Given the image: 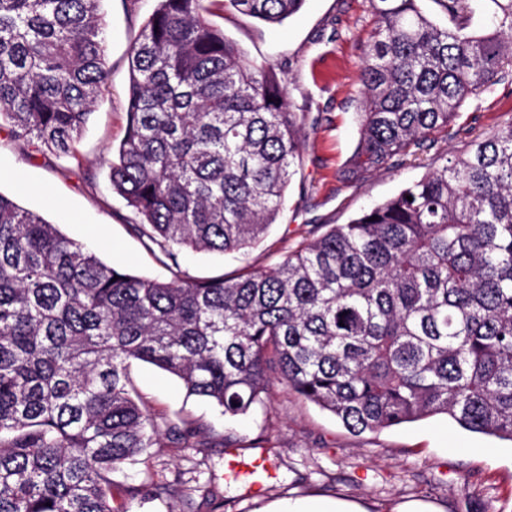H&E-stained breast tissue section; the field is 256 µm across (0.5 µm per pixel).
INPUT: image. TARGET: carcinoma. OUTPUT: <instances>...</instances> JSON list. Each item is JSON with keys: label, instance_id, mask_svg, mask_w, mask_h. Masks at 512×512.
I'll list each match as a JSON object with an SVG mask.
<instances>
[{"label": "carcinoma", "instance_id": "carcinoma-1", "mask_svg": "<svg viewBox=\"0 0 512 512\" xmlns=\"http://www.w3.org/2000/svg\"><path fill=\"white\" fill-rule=\"evenodd\" d=\"M207 1L157 0L109 163L171 277L115 268L0 193V512H131L173 492L115 479L162 436L190 448L206 431L159 423L134 362L231 417L276 379L352 434L443 414L512 442V120L266 269L192 276L178 252L263 240L303 151L286 85L210 23ZM103 2L0 0V129L76 157L108 90ZM224 2L281 24L305 0ZM417 2L369 0L345 181L470 134L464 103L512 75V0H433L445 25Z\"/></svg>", "mask_w": 512, "mask_h": 512}]
</instances>
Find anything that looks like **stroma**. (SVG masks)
Instances as JSON below:
<instances>
[{"label": "stroma", "instance_id": "stroma-1", "mask_svg": "<svg viewBox=\"0 0 512 512\" xmlns=\"http://www.w3.org/2000/svg\"><path fill=\"white\" fill-rule=\"evenodd\" d=\"M155 6L156 0H105L110 90L97 103L76 157L43 153L0 130V193L112 266L165 278L167 268L133 230L137 216L112 192L106 164L126 133L129 50ZM210 20L250 60L272 65L289 81L292 111L307 115L305 151L280 217L257 247L223 256L185 250L178 255L182 270L232 277L246 267H270L326 225L348 223L428 171L427 162L416 161L358 182L338 178L358 140L359 74L374 26L367 0H305L280 25L229 9L214 11ZM463 111L477 132L495 129L512 117V85H496ZM130 374L140 398L167 422L191 418L210 429L197 447L165 441L125 467L120 481L136 485L149 475L175 487L169 496L135 500L133 512H278L315 501L347 512H512V443L467 432L446 416L356 436L278 383L262 405L228 417L152 366L132 365ZM228 435L242 466L265 458L271 476L261 493H249L246 476L228 473ZM260 439L264 447L255 448Z\"/></svg>", "mask_w": 512, "mask_h": 512}]
</instances>
